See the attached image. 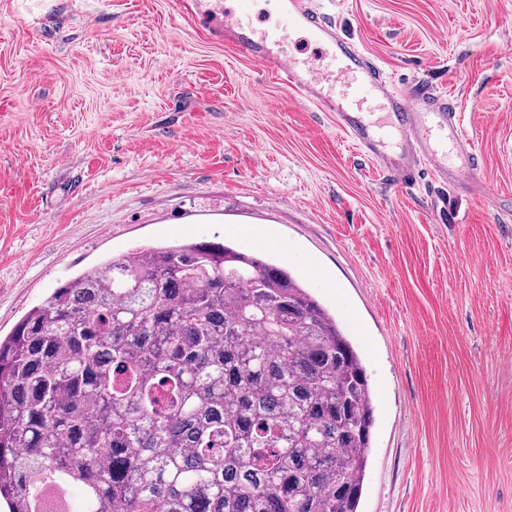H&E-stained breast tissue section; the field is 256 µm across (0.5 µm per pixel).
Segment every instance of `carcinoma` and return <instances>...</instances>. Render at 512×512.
I'll return each mask as SVG.
<instances>
[{
	"label": "carcinoma",
	"mask_w": 512,
	"mask_h": 512,
	"mask_svg": "<svg viewBox=\"0 0 512 512\" xmlns=\"http://www.w3.org/2000/svg\"><path fill=\"white\" fill-rule=\"evenodd\" d=\"M366 369L288 270L215 241L135 247L0 338V501L79 512H358Z\"/></svg>",
	"instance_id": "1"
}]
</instances>
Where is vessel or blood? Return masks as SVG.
<instances>
[{
	"label": "vessel or blood",
	"mask_w": 512,
	"mask_h": 512,
	"mask_svg": "<svg viewBox=\"0 0 512 512\" xmlns=\"http://www.w3.org/2000/svg\"><path fill=\"white\" fill-rule=\"evenodd\" d=\"M254 4L181 0L180 8L329 113L337 129L395 184L409 186L426 176L447 187L449 199L479 195L481 155L444 97L420 80L407 88L390 81L308 0H278L279 20L267 27ZM302 39L326 56L322 71L306 66L298 47Z\"/></svg>",
	"instance_id": "1"
}]
</instances>
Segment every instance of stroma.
<instances>
[{
  "label": "stroma",
  "mask_w": 512,
  "mask_h": 512,
  "mask_svg": "<svg viewBox=\"0 0 512 512\" xmlns=\"http://www.w3.org/2000/svg\"><path fill=\"white\" fill-rule=\"evenodd\" d=\"M460 114L485 195L394 185L178 0H0V336L136 244L288 266L370 376L360 512H512V0H312Z\"/></svg>",
  "instance_id": "obj_1"
}]
</instances>
